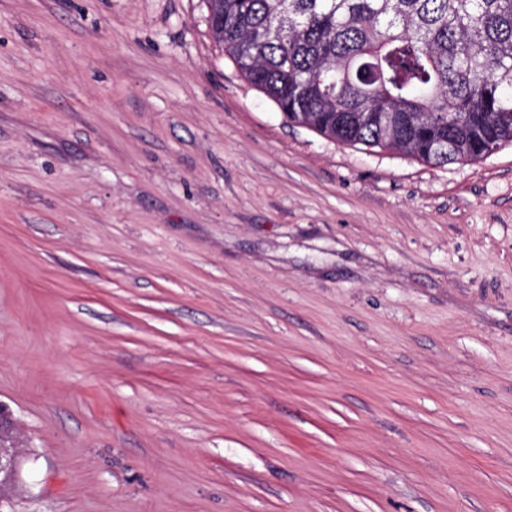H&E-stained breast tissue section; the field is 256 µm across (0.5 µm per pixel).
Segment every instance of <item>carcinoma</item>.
Listing matches in <instances>:
<instances>
[{
    "label": "carcinoma",
    "instance_id": "obj_1",
    "mask_svg": "<svg viewBox=\"0 0 512 512\" xmlns=\"http://www.w3.org/2000/svg\"><path fill=\"white\" fill-rule=\"evenodd\" d=\"M284 117L435 166L512 143V0H206Z\"/></svg>",
    "mask_w": 512,
    "mask_h": 512
}]
</instances>
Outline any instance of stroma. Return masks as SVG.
Wrapping results in <instances>:
<instances>
[{"label":"stroma","instance_id":"obj_1","mask_svg":"<svg viewBox=\"0 0 512 512\" xmlns=\"http://www.w3.org/2000/svg\"><path fill=\"white\" fill-rule=\"evenodd\" d=\"M205 0H0L14 512H512V144L289 123Z\"/></svg>","mask_w":512,"mask_h":512}]
</instances>
